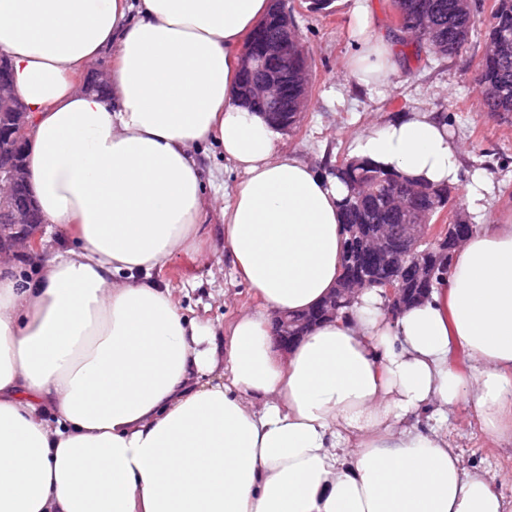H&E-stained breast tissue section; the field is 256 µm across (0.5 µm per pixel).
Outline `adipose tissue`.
I'll return each instance as SVG.
<instances>
[{
  "label": "adipose tissue",
  "instance_id": "ef3b65f1",
  "mask_svg": "<svg viewBox=\"0 0 512 512\" xmlns=\"http://www.w3.org/2000/svg\"><path fill=\"white\" fill-rule=\"evenodd\" d=\"M269 0H0V53L29 112L27 170L72 248L23 278L0 262V512H504L448 444L466 406L512 444V210L480 216L447 283L390 317L377 290L278 355L270 316L335 288L346 188L281 151L237 101ZM348 75L397 62L364 6ZM107 91L79 87L103 54ZM213 145L237 172L205 194ZM436 113L370 126L352 156L460 180ZM217 209L234 274L262 303L224 329L186 316L156 267L198 247ZM460 352L462 371L449 357Z\"/></svg>",
  "mask_w": 512,
  "mask_h": 512
}]
</instances>
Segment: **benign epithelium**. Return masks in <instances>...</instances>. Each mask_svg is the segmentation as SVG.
Instances as JSON below:
<instances>
[{
    "label": "benign epithelium",
    "mask_w": 512,
    "mask_h": 512,
    "mask_svg": "<svg viewBox=\"0 0 512 512\" xmlns=\"http://www.w3.org/2000/svg\"><path fill=\"white\" fill-rule=\"evenodd\" d=\"M299 40L293 24L284 22L274 37L265 36L256 29L245 44L240 70L252 76H263L250 82L240 99L252 107L256 103L268 105L269 119L278 123L288 112V45ZM0 102L13 110L12 128L0 135V258L19 253L36 254L41 247L44 219L28 190V175L24 158V135L28 126V112L16 93L10 66L0 56ZM451 223L437 231L433 224H401L390 232L378 234L377 245L365 248L368 238L358 224L346 226L356 250L350 252L349 281L351 287L331 292L310 314L299 322H291L286 315H274L272 335L277 347L286 352L317 323L336 317V305L354 302L358 287L374 286L384 290L390 314L396 315L404 307L405 289L400 287L402 275L426 266L427 256L434 252L447 257L461 237L472 230L470 224H456V214L449 215Z\"/></svg>",
    "instance_id": "1"
}]
</instances>
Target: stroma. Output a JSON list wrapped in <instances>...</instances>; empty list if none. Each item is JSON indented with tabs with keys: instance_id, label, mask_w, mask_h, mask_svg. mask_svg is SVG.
Segmentation results:
<instances>
[{
	"instance_id": "35a3bbf8",
	"label": "stroma",
	"mask_w": 512,
	"mask_h": 512,
	"mask_svg": "<svg viewBox=\"0 0 512 512\" xmlns=\"http://www.w3.org/2000/svg\"><path fill=\"white\" fill-rule=\"evenodd\" d=\"M310 64V103L299 130L280 134L278 144L326 171L351 154L355 135L415 109L440 114L459 145L458 194L474 174L491 180L489 212L512 208V122L489 112L476 80L484 41L472 43L453 59L427 60L415 44L398 38L391 0H367L376 31L391 46L399 71L390 83L360 88L347 77L355 47L350 31L356 0H333L327 11L311 10L308 0H285ZM200 253L183 254L156 268L152 277L173 288L184 314L223 329L258 301L224 260L217 212H210ZM448 442L465 470L481 469L493 478L512 512V447L487 437L466 407L448 413Z\"/></svg>"
}]
</instances>
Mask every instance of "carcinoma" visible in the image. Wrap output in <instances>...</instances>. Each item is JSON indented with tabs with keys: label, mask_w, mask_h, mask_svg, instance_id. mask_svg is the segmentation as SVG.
<instances>
[{
	"label": "carcinoma",
	"mask_w": 512,
	"mask_h": 512,
	"mask_svg": "<svg viewBox=\"0 0 512 512\" xmlns=\"http://www.w3.org/2000/svg\"><path fill=\"white\" fill-rule=\"evenodd\" d=\"M398 23L409 29L417 15H428L430 29L426 34L408 33L419 47L436 59L453 58L461 54L473 38L481 34L489 44L477 70V81L488 111L504 120L512 118V51L506 53L496 44L512 42V0H495V8L485 23L470 13L464 0H392ZM288 67L298 75V86L288 95V125L284 131L299 128L309 96V63L301 44L288 50ZM347 187L341 202L342 223L362 224L374 231L399 224L433 223L448 203L457 199L456 188L448 185L435 188L422 185L396 173L382 169L369 161L345 159L330 169ZM449 264L433 267L432 279L422 282L407 277L403 287L433 288L448 280Z\"/></svg>",
	"instance_id": "carcinoma-1"
}]
</instances>
